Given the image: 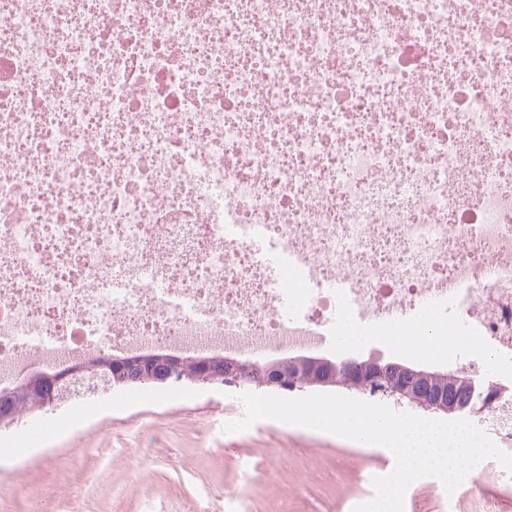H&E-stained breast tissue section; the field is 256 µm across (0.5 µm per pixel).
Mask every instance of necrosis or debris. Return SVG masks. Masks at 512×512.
I'll return each instance as SVG.
<instances>
[{"label": "necrosis or debris", "mask_w": 512, "mask_h": 512, "mask_svg": "<svg viewBox=\"0 0 512 512\" xmlns=\"http://www.w3.org/2000/svg\"><path fill=\"white\" fill-rule=\"evenodd\" d=\"M442 285L512 377V0H0L1 389L423 331Z\"/></svg>", "instance_id": "necrosis-or-debris-1"}]
</instances>
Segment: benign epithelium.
<instances>
[{
    "label": "benign epithelium",
    "instance_id": "1",
    "mask_svg": "<svg viewBox=\"0 0 512 512\" xmlns=\"http://www.w3.org/2000/svg\"><path fill=\"white\" fill-rule=\"evenodd\" d=\"M92 360L93 366L82 360L54 372H36L21 381L18 391L1 392L0 432L18 425L24 417L16 400L17 392L29 396L32 409L45 411L60 405L68 392L80 387L93 391L88 374L100 368L106 373L105 393L112 395L145 382L169 388L196 384L286 392L340 385L369 396L405 401L424 411L463 415L491 411L505 394L500 384L480 382L463 371L450 375L376 358L332 360L296 356L259 362L242 361L226 354L188 356L154 350L120 361L98 353Z\"/></svg>",
    "mask_w": 512,
    "mask_h": 512
}]
</instances>
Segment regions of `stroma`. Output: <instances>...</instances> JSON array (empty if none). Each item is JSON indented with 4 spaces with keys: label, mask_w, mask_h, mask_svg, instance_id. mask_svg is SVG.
<instances>
[{
    "label": "stroma",
    "mask_w": 512,
    "mask_h": 512,
    "mask_svg": "<svg viewBox=\"0 0 512 512\" xmlns=\"http://www.w3.org/2000/svg\"><path fill=\"white\" fill-rule=\"evenodd\" d=\"M359 340L327 337L331 359L375 357L430 371H468L482 380L511 379L477 368L479 346L456 359H430L420 351L390 345L370 328ZM234 388H154L142 399L132 391L95 395L82 418L59 423L25 450L0 452V512H30L24 485L42 496L48 512H352L368 501L372 477L392 471L386 449L272 419L227 434L225 421L243 414ZM480 491L461 484L454 499L442 497L438 481H414L404 512H512V484L500 481L495 465Z\"/></svg>",
    "instance_id": "1"
}]
</instances>
